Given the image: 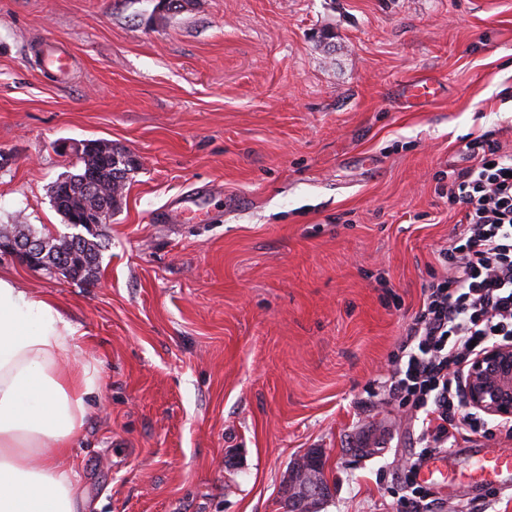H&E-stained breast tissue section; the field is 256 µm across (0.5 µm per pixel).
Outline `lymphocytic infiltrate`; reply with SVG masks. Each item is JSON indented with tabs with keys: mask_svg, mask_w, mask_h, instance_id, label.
<instances>
[{
	"mask_svg": "<svg viewBox=\"0 0 512 512\" xmlns=\"http://www.w3.org/2000/svg\"><path fill=\"white\" fill-rule=\"evenodd\" d=\"M466 150L471 165L448 172V202L462 217L436 251L443 272L423 288L386 381L389 399L420 421L418 450L399 473L415 512L432 506L421 463L462 432H486L483 416L465 408L461 373L488 346L512 344V158L486 134Z\"/></svg>",
	"mask_w": 512,
	"mask_h": 512,
	"instance_id": "f902f5d3",
	"label": "lymphocytic infiltrate"
}]
</instances>
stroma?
I'll return each instance as SVG.
<instances>
[{"label": "stroma", "mask_w": 512, "mask_h": 512, "mask_svg": "<svg viewBox=\"0 0 512 512\" xmlns=\"http://www.w3.org/2000/svg\"><path fill=\"white\" fill-rule=\"evenodd\" d=\"M0 0V224L64 228L62 141L129 152L87 283L0 256L86 333L88 420L62 468L89 512H409L418 427L388 360L458 220L440 190L493 135L512 155V0ZM71 57L41 72L42 39ZM431 80L428 101L402 87ZM189 202L188 221L174 204ZM440 512L479 500L467 467ZM320 466H321V463L317 457H310V458L307 457V460L303 464V468L305 469L304 474L302 473L300 468L298 470L293 469L291 471V474L289 475L288 483H289V491L293 490V492L288 496V510L287 511H289V512H310V511H296L297 510L296 502H294L293 500L295 499L296 496L300 495V493H301L300 488L303 485V483L305 482L308 475H314L315 477L318 478V476L316 474L318 472L320 475ZM318 479L324 485L325 489L327 490L328 486L326 487V485L324 484L322 479H320V478H318ZM328 494H329V488H328L327 496H328Z\"/></svg>", "instance_id": "35a3bbf8"}]
</instances>
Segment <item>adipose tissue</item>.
Wrapping results in <instances>:
<instances>
[{"mask_svg":"<svg viewBox=\"0 0 512 512\" xmlns=\"http://www.w3.org/2000/svg\"><path fill=\"white\" fill-rule=\"evenodd\" d=\"M84 336L48 296L0 273V512H82L83 492L60 467L96 393V370L61 372Z\"/></svg>","mask_w":512,"mask_h":512,"instance_id":"1","label":"adipose tissue"}]
</instances>
